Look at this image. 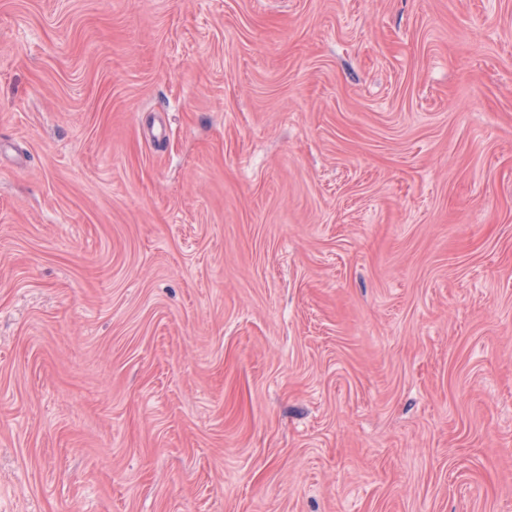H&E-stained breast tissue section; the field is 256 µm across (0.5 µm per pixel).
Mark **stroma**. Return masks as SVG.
Returning a JSON list of instances; mask_svg holds the SVG:
<instances>
[{"instance_id":"stroma-1","label":"stroma","mask_w":512,"mask_h":512,"mask_svg":"<svg viewBox=\"0 0 512 512\" xmlns=\"http://www.w3.org/2000/svg\"><path fill=\"white\" fill-rule=\"evenodd\" d=\"M0 512H512V0H0Z\"/></svg>"}]
</instances>
